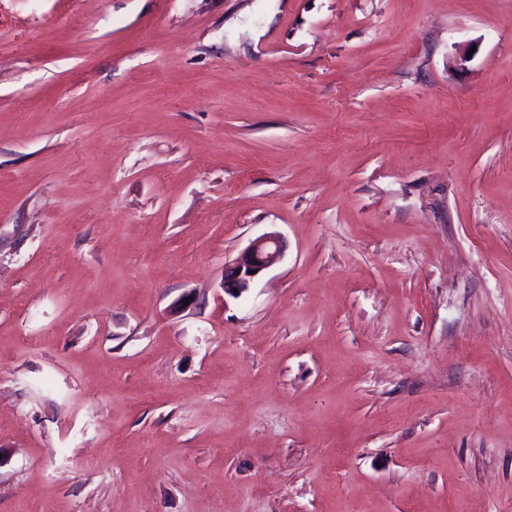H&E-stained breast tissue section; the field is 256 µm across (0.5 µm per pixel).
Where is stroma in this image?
Listing matches in <instances>:
<instances>
[{
	"instance_id": "1",
	"label": "stroma",
	"mask_w": 512,
	"mask_h": 512,
	"mask_svg": "<svg viewBox=\"0 0 512 512\" xmlns=\"http://www.w3.org/2000/svg\"><path fill=\"white\" fill-rule=\"evenodd\" d=\"M0 512H512V0H0ZM287 244L277 233H268L253 240L231 263L224 266V292L238 296L264 271L282 262ZM253 271V274H249ZM238 290V293L234 292Z\"/></svg>"
}]
</instances>
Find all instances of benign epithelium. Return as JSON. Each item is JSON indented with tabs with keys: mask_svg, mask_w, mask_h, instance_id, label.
Masks as SVG:
<instances>
[{
	"mask_svg": "<svg viewBox=\"0 0 512 512\" xmlns=\"http://www.w3.org/2000/svg\"><path fill=\"white\" fill-rule=\"evenodd\" d=\"M287 244L278 233H268L253 240L231 263L224 265V292L243 293L264 271L282 262Z\"/></svg>",
	"mask_w": 512,
	"mask_h": 512,
	"instance_id": "obj_1",
	"label": "benign epithelium"
}]
</instances>
